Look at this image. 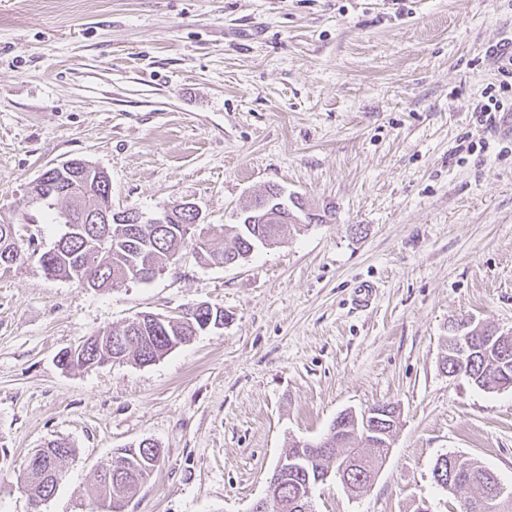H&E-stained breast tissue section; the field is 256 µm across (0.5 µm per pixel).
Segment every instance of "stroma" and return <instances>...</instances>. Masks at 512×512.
Instances as JSON below:
<instances>
[{
  "instance_id": "obj_1",
  "label": "stroma",
  "mask_w": 512,
  "mask_h": 512,
  "mask_svg": "<svg viewBox=\"0 0 512 512\" xmlns=\"http://www.w3.org/2000/svg\"><path fill=\"white\" fill-rule=\"evenodd\" d=\"M511 37L512 0H0V220L38 252L64 227L29 190L72 159L108 174L114 207L189 201L217 234L270 186L325 217L109 291L36 255L0 274V512H30L23 464L54 439L76 455L42 512H105L98 467L144 440L163 456L125 512H252L289 440L383 403L387 461L359 493L318 485L315 512H457L432 476L445 454L512 490V388L443 367L450 320L512 330V141L473 117ZM362 280L378 297L357 312ZM198 302L223 326L156 362L57 364Z\"/></svg>"
}]
</instances>
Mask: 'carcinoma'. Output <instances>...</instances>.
<instances>
[{
    "instance_id": "1",
    "label": "carcinoma",
    "mask_w": 512,
    "mask_h": 512,
    "mask_svg": "<svg viewBox=\"0 0 512 512\" xmlns=\"http://www.w3.org/2000/svg\"><path fill=\"white\" fill-rule=\"evenodd\" d=\"M32 198L51 203L63 201L72 211L73 228L68 229L53 247L40 254L46 277L89 280L97 290H107L129 281L148 282L157 273L190 251L204 265L221 266L248 257L258 249H270L285 238L286 224H236L225 234L224 245L216 247L207 224L195 223L196 215L180 213L175 220L162 225L157 232L152 224H106L99 215L112 207L110 181L103 172L94 175L90 164L70 160L68 170L56 173L48 169L31 189ZM25 249L18 243L14 225L0 222V272L3 274L23 261ZM220 309L188 307L176 319L156 318L99 332L76 349L67 359L70 369H88L94 364L133 361L144 365L159 360L179 344L193 337L190 325L203 330L210 315ZM473 351L462 360L448 353L444 365L459 366L464 376L483 390L512 387V341L507 344L490 341L486 330L470 329ZM393 425L364 426V417L346 415L333 421L326 434L315 443L331 447L315 456V463L305 469L298 463L308 448L294 440L285 454L287 462L271 474L267 499L271 507L264 512H298L295 503L305 481L316 482L317 469H325L334 461L349 470L350 483L345 488L355 493L366 487L378 473L391 448ZM50 459L45 466L26 465L22 481L34 498L49 499L60 483L63 463L74 448L64 439L51 441L41 449ZM161 458V449L152 442L121 448L112 461V470L121 471L128 479L112 481L110 503L126 502L141 484L148 480ZM446 483L438 486L452 495L468 493L460 504V512H512V497L502 498L498 478L477 460L462 457L452 468H444Z\"/></svg>"
}]
</instances>
